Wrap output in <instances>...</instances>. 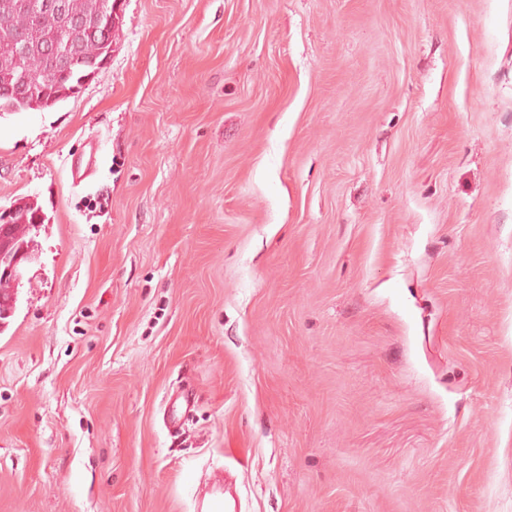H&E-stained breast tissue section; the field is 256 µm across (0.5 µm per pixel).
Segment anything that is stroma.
I'll use <instances>...</instances> for the list:
<instances>
[{"label": "stroma", "instance_id": "obj_1", "mask_svg": "<svg viewBox=\"0 0 512 512\" xmlns=\"http://www.w3.org/2000/svg\"><path fill=\"white\" fill-rule=\"evenodd\" d=\"M114 43L0 115L45 216L0 512H512V0H124Z\"/></svg>", "mask_w": 512, "mask_h": 512}]
</instances>
